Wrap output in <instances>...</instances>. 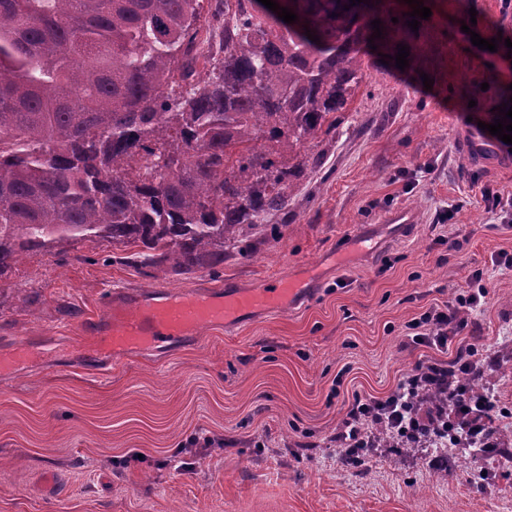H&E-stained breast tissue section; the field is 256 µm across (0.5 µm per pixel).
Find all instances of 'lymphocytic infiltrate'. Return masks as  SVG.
I'll return each mask as SVG.
<instances>
[{"mask_svg": "<svg viewBox=\"0 0 512 512\" xmlns=\"http://www.w3.org/2000/svg\"><path fill=\"white\" fill-rule=\"evenodd\" d=\"M487 295L481 273L470 274L447 307L427 311L409 324L412 343L447 351L467 329V314L483 306ZM497 365L496 354L472 347L450 367L417 365L385 397L354 395L334 437L340 466L355 468L359 449L370 444L376 429L390 431L406 447L421 445L436 431L449 432L461 447H496L494 401L489 393L471 391L461 378L480 379Z\"/></svg>", "mask_w": 512, "mask_h": 512, "instance_id": "obj_1", "label": "lymphocytic infiltrate"}]
</instances>
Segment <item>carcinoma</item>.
<instances>
[{"label":"carcinoma","instance_id":"1","mask_svg":"<svg viewBox=\"0 0 512 512\" xmlns=\"http://www.w3.org/2000/svg\"><path fill=\"white\" fill-rule=\"evenodd\" d=\"M348 4L288 0L294 29L259 0H214L215 45L199 0H0V277L78 239L179 275L223 264L316 164L301 148L362 82L371 22L417 56L380 0ZM395 445L380 433L365 455Z\"/></svg>","mask_w":512,"mask_h":512}]
</instances>
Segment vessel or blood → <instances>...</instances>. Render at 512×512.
<instances>
[{"mask_svg":"<svg viewBox=\"0 0 512 512\" xmlns=\"http://www.w3.org/2000/svg\"><path fill=\"white\" fill-rule=\"evenodd\" d=\"M459 140L468 153L482 157L491 148L486 135L476 127L463 130ZM309 277L281 279L254 288H228L223 292L174 293L157 289L147 293L113 291L105 299L108 315L87 324L71 346L96 359L98 372H106L113 358L127 351L157 350L196 336L204 325H233L260 314L302 304L318 290ZM37 352L27 341L0 357V372L26 364Z\"/></svg>","mask_w":512,"mask_h":512,"instance_id":"vessel-or-blood-1","label":"vessel or blood"}]
</instances>
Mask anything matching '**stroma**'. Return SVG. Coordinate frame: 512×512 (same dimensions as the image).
I'll return each instance as SVG.
<instances>
[{
  "instance_id": "35a3bbf8",
  "label": "stroma",
  "mask_w": 512,
  "mask_h": 512,
  "mask_svg": "<svg viewBox=\"0 0 512 512\" xmlns=\"http://www.w3.org/2000/svg\"><path fill=\"white\" fill-rule=\"evenodd\" d=\"M473 19L486 38L512 39L502 0H431L414 36L424 55L365 68L335 130L305 146L319 163L273 216L276 234L225 246L217 268L143 269L132 247L84 239L0 277V353L21 338L45 352L0 378V512H512L500 459L486 481L434 470L417 449L345 469L330 441L353 393L382 397L416 364L453 361L456 346L414 344L406 327L477 269L488 298L465 334L498 354L491 386L512 411V267L495 262L512 255V223L480 192L512 196V162L457 140L512 94V62L464 37ZM400 209L415 222L396 234L387 220ZM314 269L310 303L127 353L103 377L68 348L115 288L254 286Z\"/></svg>"
}]
</instances>
